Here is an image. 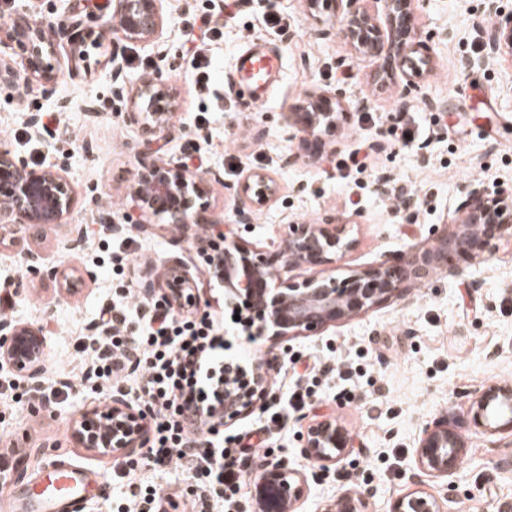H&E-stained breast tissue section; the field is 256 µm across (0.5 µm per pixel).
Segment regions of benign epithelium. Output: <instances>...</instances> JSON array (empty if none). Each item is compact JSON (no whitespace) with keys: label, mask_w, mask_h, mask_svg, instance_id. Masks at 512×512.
I'll use <instances>...</instances> for the list:
<instances>
[{"label":"benign epithelium","mask_w":512,"mask_h":512,"mask_svg":"<svg viewBox=\"0 0 512 512\" xmlns=\"http://www.w3.org/2000/svg\"><path fill=\"white\" fill-rule=\"evenodd\" d=\"M65 2L64 20L48 28L26 17L0 25V45L16 49L24 57L27 87L54 92L58 70L48 61L56 50V38L82 44L91 37L107 40L117 35L130 42H151L163 31L166 16L162 0H112V17L99 29L86 25L81 0ZM341 5L345 33L353 49L384 58V73L394 66H412L424 44L411 34L410 21L416 0H383L384 21L357 7L359 0H334ZM491 53H512V17L494 23L486 32ZM130 102L127 120L147 135L164 138L175 127L178 102L165 90L162 71L126 89ZM344 92L336 88L314 97L312 112L304 113V132L317 137L321 126L336 124L332 105L342 103ZM216 170L196 172L182 161L162 157L141 158L132 175L129 194L141 216H155L163 226L180 227L177 241H190L205 268L217 277L224 305L240 317L238 324L249 336H268L277 341L296 336H315L339 321L351 320L408 292L430 277L447 273L458 277L466 265L487 259L496 240L512 236V185L493 189L469 184L457 208L453 232L437 233L434 246L401 253L393 261L355 271L338 280L322 275L294 280L275 275L285 267L330 265L352 249L347 225L326 216L317 224L290 223L284 227V247L264 251L242 244L232 228L203 215L202 200ZM277 194L275 180L258 170L245 172L236 190L238 223L249 212L271 203ZM75 205V192L57 164L34 167L28 159L6 147L0 149V242L16 245L34 227L61 224ZM21 256L29 273L68 286L69 273L50 265L40 253L24 248ZM138 286L148 299L159 298L178 311H197L202 287L192 267L181 258L165 264L160 272L151 266L139 271ZM48 342L43 325L11 319L0 320V373L17 376L44 391ZM276 359H257L248 368L224 364V401L219 413L228 426L247 415L269 394ZM467 414L477 427L512 434V383L483 387L470 399ZM150 417L145 408L116 390L75 420L71 439L92 453L100 449L114 456H130L148 446ZM353 437L334 419L308 426L299 435L300 453L324 466L336 465L353 447ZM465 455L461 435L448 425V417L427 425L415 451L412 479L447 477L457 472ZM257 490L260 512H297L305 495L306 481L281 460L277 463L245 461ZM365 494L348 489L339 492L336 512H366ZM391 512H444L433 495L416 490L399 497Z\"/></svg>","instance_id":"1"}]
</instances>
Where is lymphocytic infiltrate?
Instances as JSON below:
<instances>
[{
	"mask_svg": "<svg viewBox=\"0 0 512 512\" xmlns=\"http://www.w3.org/2000/svg\"><path fill=\"white\" fill-rule=\"evenodd\" d=\"M140 307L138 293L126 288L79 357L103 389L134 384L151 412L147 453L155 462L175 464L202 491L232 505L246 485L242 460L261 453L225 438L223 422L210 415L222 402L224 327L156 303L145 313Z\"/></svg>",
	"mask_w": 512,
	"mask_h": 512,
	"instance_id": "lymphocytic-infiltrate-1",
	"label": "lymphocytic infiltrate"
}]
</instances>
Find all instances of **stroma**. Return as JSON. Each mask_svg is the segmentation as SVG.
I'll use <instances>...</instances> for the list:
<instances>
[{
	"label": "stroma",
	"mask_w": 512,
	"mask_h": 512,
	"mask_svg": "<svg viewBox=\"0 0 512 512\" xmlns=\"http://www.w3.org/2000/svg\"><path fill=\"white\" fill-rule=\"evenodd\" d=\"M212 7L211 0H166L169 24L157 45L90 40L83 47L84 59L74 67L69 64L72 48L59 42L51 58L59 69L51 96L36 93L27 103L0 89V147L32 162L64 164L78 198L66 224L39 229L28 245L82 277L73 292L59 291L55 282L24 272L17 248L0 246V280L27 282L14 296L8 317L33 323L53 307L47 377L73 386L69 399L50 411L0 393V441L25 442V453L17 459L20 482L63 455L94 465L100 488L89 495L86 512H122L130 480L167 494L165 512H183L199 493L186 473L173 466L143 459L130 472L123 461L91 454L69 441L72 420L97 396L92 387L79 385L83 365L76 349L95 322L97 304L111 301L113 289L121 285L109 257L129 254L138 265L155 267L178 255L195 265L198 276L206 274L194 250L173 244L172 230L135 229L138 214L130 209L128 188L138 154L151 149L194 168L219 171L221 181L209 187L207 216L237 224L239 237L254 247L279 248L289 222L313 224L333 216L347 224L354 247L332 265L293 269L292 277L300 280L322 273L342 278L397 253L431 246L434 230L456 222L465 185L479 180L489 187L512 184V54L489 53L482 36L497 18L512 14V0H419L415 33L427 49L414 79L416 89L406 99L398 94L403 78L377 82L378 59L352 49L334 0H321L315 10L308 0H242L240 12L224 18L222 37L204 47L213 60L211 90L219 108L202 125L186 19ZM273 12L285 16L286 28L265 26L266 14ZM27 13L35 21L56 23L63 8L60 0H0V22ZM254 45L282 61L281 75L261 103L251 102L234 68L236 54ZM128 57L137 65L123 68L127 85L159 70L177 98L178 122L167 138L148 142L125 118L128 102L115 91L112 62ZM333 88L344 89L346 98L335 131L323 136L322 154L309 163L286 165L303 136L296 112L312 94ZM44 111L56 113L57 131L29 125V114ZM406 125L422 129L407 146L400 142ZM356 149L369 156L366 171L341 178L347 154ZM249 169L270 174L278 193L241 225L238 202L228 188ZM397 189L418 195L420 205L393 216ZM73 224L92 229L78 251L69 247ZM104 224L121 225L123 232L104 235ZM87 269L93 278H84ZM369 344L375 355L367 373L356 380L357 400L327 388L322 401L300 412L289 410L288 392L307 365L328 358L356 362ZM235 345L260 357L275 354L280 365L263 406L224 433L259 428L274 410L282 414L283 427L268 448L272 458L287 460L307 479L299 512H331L342 489L368 493L369 512H390L398 497L415 490L410 475L417 440L443 414L461 433L466 454L457 473L427 479L424 490L445 512H499L501 504L512 502V472L496 467L512 455V436L475 427L465 414L476 390L512 382V239L500 241L493 256L462 276L431 277L406 299L382 304L322 334L282 343L240 334ZM329 416L355 436L357 447L340 465L326 468L301 456L297 437Z\"/></svg>",
	"instance_id": "obj_1"
}]
</instances>
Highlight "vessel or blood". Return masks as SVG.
I'll list each match as a JSON object with an SVG mask.
<instances>
[{
  "instance_id": "vessel-or-blood-1",
  "label": "vessel or blood",
  "mask_w": 512,
  "mask_h": 512,
  "mask_svg": "<svg viewBox=\"0 0 512 512\" xmlns=\"http://www.w3.org/2000/svg\"><path fill=\"white\" fill-rule=\"evenodd\" d=\"M236 71L254 101H263L281 71V61L259 47L243 51ZM96 483L95 472L54 460L38 478L25 484H7L4 496L8 512H83Z\"/></svg>"
}]
</instances>
